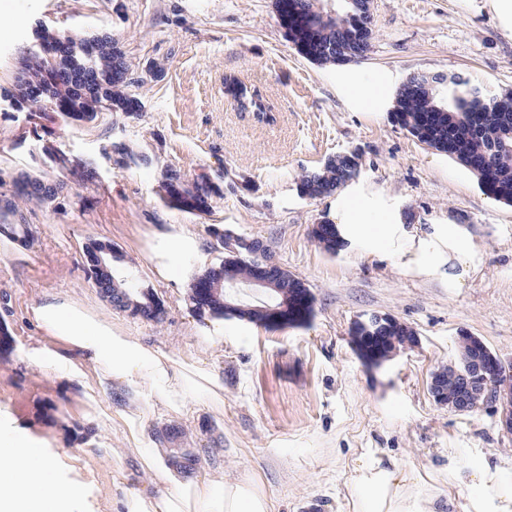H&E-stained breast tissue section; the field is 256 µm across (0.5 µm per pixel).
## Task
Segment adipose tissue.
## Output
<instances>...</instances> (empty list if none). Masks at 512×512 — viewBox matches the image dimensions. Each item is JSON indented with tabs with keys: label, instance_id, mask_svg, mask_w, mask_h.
<instances>
[{
	"label": "adipose tissue",
	"instance_id": "1",
	"mask_svg": "<svg viewBox=\"0 0 512 512\" xmlns=\"http://www.w3.org/2000/svg\"><path fill=\"white\" fill-rule=\"evenodd\" d=\"M391 78L378 75L364 80L357 73L340 70L336 85L354 105H368L382 111L388 105ZM339 236L349 242H365L372 252H405L408 267L424 270L431 260L448 263V285L460 287L466 274L477 271L481 252L470 230L461 224H439L434 228L433 255H425L416 245L413 231L395 223L392 216L376 210L360 190L338 198ZM38 322L52 330L63 350L39 349L33 354L39 363L68 377H78L72 360L80 355L102 378L142 383L146 400L177 406L184 392L212 394L211 376L196 368L180 365L138 340L113 332L95 323L76 308L46 303L36 308ZM141 458L158 479L176 483L169 469L159 462V451L145 448ZM54 462L44 449L17 433L0 441V512H76L81 488L71 485L50 496L47 485L55 483ZM174 492L161 497L134 495L121 498L122 512H273L272 502L262 483L254 477L229 481L217 473H207L188 483H176ZM352 512H455V499L430 484L403 476L381 462L361 466L350 499Z\"/></svg>",
	"mask_w": 512,
	"mask_h": 512
}]
</instances>
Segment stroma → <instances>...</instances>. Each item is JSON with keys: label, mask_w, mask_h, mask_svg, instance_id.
I'll return each instance as SVG.
<instances>
[{"label": "stroma", "mask_w": 512, "mask_h": 512, "mask_svg": "<svg viewBox=\"0 0 512 512\" xmlns=\"http://www.w3.org/2000/svg\"><path fill=\"white\" fill-rule=\"evenodd\" d=\"M371 12L369 49L348 64L364 78L386 73L398 86L416 71L459 73L512 90V29L495 0H372ZM45 28L111 34L138 109L77 122L51 105L17 104L16 77ZM336 70L288 40L276 0H0V167L66 185L61 205L19 202L27 244L0 234V320L11 336L0 350V435L24 432L57 459V487L83 483L80 512H113L123 490L168 493L139 456L158 446L169 456L200 451L180 469L184 480L216 469L229 481L259 477L275 512H350L355 469L377 459L464 508L483 467L512 483V433L500 411L459 412L430 391L463 336L512 368V206L487 197L475 175L395 126L390 112L350 104ZM229 78L260 91L268 119L237 110ZM119 147L134 153L120 166ZM350 153L360 163L354 187L422 242L437 224L470 227L482 259L462 287H449L444 263L419 272L363 243L333 253L318 244L313 230L335 223L337 196H303L298 179ZM170 170L186 188L212 185L207 211L170 199ZM213 226L262 241L303 283L307 314L241 318L276 302L247 287L227 291L223 314L197 306L192 283L219 263ZM91 234L152 289L156 314L115 309L92 286L83 256ZM49 299L212 372L220 401L190 392L183 409L150 406L127 382L99 387L92 368L78 381L31 360L58 345L34 316ZM374 314L411 334L376 362L354 334ZM163 429L171 439L162 444Z\"/></svg>", "instance_id": "stroma-1"}]
</instances>
